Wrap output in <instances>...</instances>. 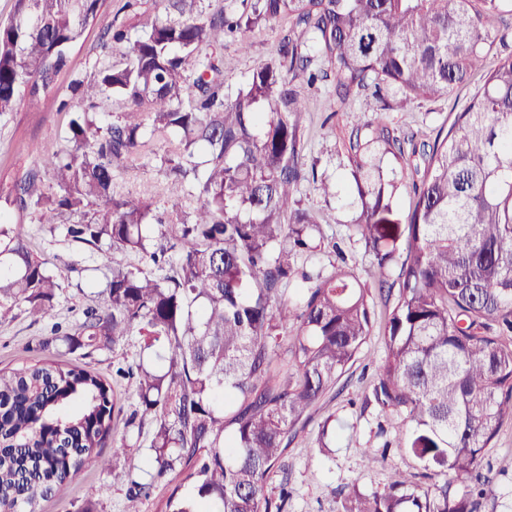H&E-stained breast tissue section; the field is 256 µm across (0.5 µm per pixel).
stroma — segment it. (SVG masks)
Segmentation results:
<instances>
[{
	"label": "stroma",
	"mask_w": 512,
	"mask_h": 512,
	"mask_svg": "<svg viewBox=\"0 0 512 512\" xmlns=\"http://www.w3.org/2000/svg\"><path fill=\"white\" fill-rule=\"evenodd\" d=\"M125 0H107L97 29L83 44L70 52V68L62 76V85L71 80L87 79L98 67L119 62L115 52L100 48V32L112 23H132L133 14L123 11ZM288 31L287 23L251 34L248 47L227 42L215 53L223 61L224 90L231 93L241 87L259 64L274 61L280 40ZM475 85L456 89L450 96L427 100L408 112H390L386 122L406 150L403 158L385 157L384 168L408 180L415 176L414 166L419 156L416 147L433 144L439 130L449 128L475 92ZM308 109L300 113L298 123L303 139V153L318 173L336 181L340 192L323 197L311 184L302 183L297 193L300 205L318 222L322 246L311 255L298 258L297 266L307 272L331 273L345 268L355 272L369 291L374 310L371 335L357 360L337 386L328 391L311 410L309 418L300 423L287 453L271 474L267 483L270 496H277L281 487H288L290 497L286 512H337L343 497L352 489L365 493L382 491L395 471L416 475L421 489L432 488L433 479L424 477L419 462L398 447L399 432L404 425L402 415L365 403L364 398L373 380L375 367L385 355L384 324L392 306L386 293L380 292L370 275L373 257L361 237L353 231L351 205L353 186L348 162V141L355 125L356 108L350 107L336 115L325 108L327 85L320 84L304 91ZM70 113L57 111L54 104H45L41 111H29L26 102H19L15 112L0 116V168L10 171L33 167L38 155L23 151L20 140L32 139L45 151L53 152L67 145ZM117 184L131 197L150 193L158 207H165L167 179L158 155L145 153L116 176ZM23 233L34 254L61 280L63 291L58 313L61 319L76 323L85 306L97 297L88 283L87 267L107 263L106 254L76 249L64 237L58 224H39L25 219ZM44 325L19 317L11 324L0 325V368L21 364L32 357L26 346L44 337ZM336 421V446L329 454H319L320 431L326 419ZM365 448L382 450L383 458L366 465L361 451ZM485 465L497 475L487 501L488 512H512V420L505 421L488 449ZM127 489L112 483L109 473L94 470L77 485L66 488L60 495L39 501L37 512H80L85 503L96 506V512H125Z\"/></svg>",
	"instance_id": "35a3bbf8"
}]
</instances>
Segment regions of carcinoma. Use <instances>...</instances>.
I'll list each match as a JSON object with an SVG mask.
<instances>
[{
    "instance_id": "cac0c4a2",
    "label": "carcinoma",
    "mask_w": 512,
    "mask_h": 512,
    "mask_svg": "<svg viewBox=\"0 0 512 512\" xmlns=\"http://www.w3.org/2000/svg\"><path fill=\"white\" fill-rule=\"evenodd\" d=\"M103 0H13L0 21V114L20 96L55 94L95 108L111 98L122 119L105 127L88 112L69 122L70 147L41 165L0 176V325L19 309L50 326L41 350L82 357L145 337L146 357L112 366V379L79 364L25 362L0 371V512H34L90 468L129 485L127 512L171 473L181 482L168 512H283L265 494L296 426L338 384L370 334L367 289L352 271L298 274L295 258L321 246V231L295 197L310 182L336 183L304 161L297 82L330 85L328 108L365 104L348 142L360 203L352 227L372 252L380 287H397L386 355L366 402L406 414L402 449L446 477L419 492L403 472L382 493L352 489L339 512H484L494 483L486 451L512 418V52L497 59L446 133L415 167L417 200L402 217L388 155H404L383 112L449 96L508 43L493 19L512 0H162L140 33L112 25L103 47L124 65L103 66L60 93L69 49L99 19ZM286 19L278 57L237 92L224 93L209 49ZM180 189L159 213L131 198L116 173L156 145ZM61 224L82 251H108L103 301L73 326L56 318L57 277L26 244L10 212ZM78 214L81 221H65ZM396 279L388 270L396 253ZM140 255L151 270L114 254ZM308 283L288 301L282 286ZM291 332L294 371L273 368ZM134 387L154 423L150 479L113 459L140 454L125 434L112 459L102 448L121 408L112 384Z\"/></svg>"
}]
</instances>
